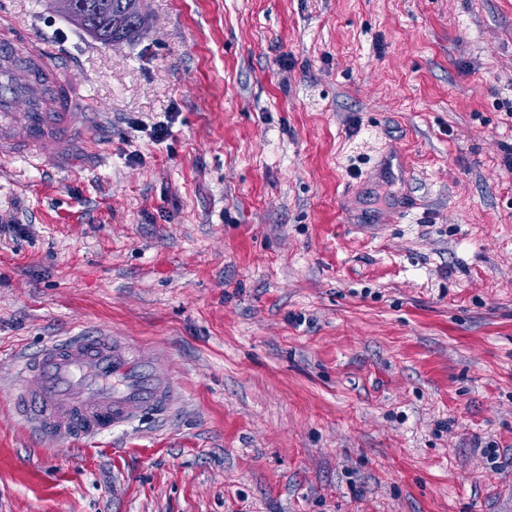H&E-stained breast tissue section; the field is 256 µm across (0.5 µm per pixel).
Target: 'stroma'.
I'll return each instance as SVG.
<instances>
[{
	"label": "stroma",
	"mask_w": 512,
	"mask_h": 512,
	"mask_svg": "<svg viewBox=\"0 0 512 512\" xmlns=\"http://www.w3.org/2000/svg\"><path fill=\"white\" fill-rule=\"evenodd\" d=\"M5 2L99 123L0 159V512H512V0ZM95 331L174 410L37 436L19 360ZM139 3V0H131ZM131 1L128 0H77L88 13L78 8L75 0H55L61 12L74 24L93 34L103 44L127 40L134 37L138 30L134 27L132 15L129 11Z\"/></svg>",
	"instance_id": "35a3bbf8"
}]
</instances>
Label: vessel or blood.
I'll return each mask as SVG.
<instances>
[{"instance_id": "b4317fda", "label": "vessel or blood", "mask_w": 512, "mask_h": 512, "mask_svg": "<svg viewBox=\"0 0 512 512\" xmlns=\"http://www.w3.org/2000/svg\"><path fill=\"white\" fill-rule=\"evenodd\" d=\"M63 67L57 44L24 35L16 18L0 14V157L39 158L50 149L58 164L78 160L95 112L89 94L62 78ZM19 100L28 110L18 115ZM175 394L173 376L153 355L100 332L53 341L23 359L7 398L40 434L83 440L166 413Z\"/></svg>"}]
</instances>
